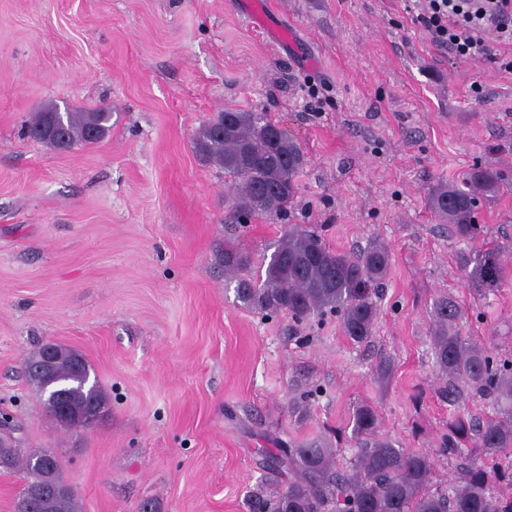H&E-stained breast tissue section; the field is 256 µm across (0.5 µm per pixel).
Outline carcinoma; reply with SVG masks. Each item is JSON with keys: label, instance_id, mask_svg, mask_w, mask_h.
Segmentation results:
<instances>
[{"label": "carcinoma", "instance_id": "1", "mask_svg": "<svg viewBox=\"0 0 512 512\" xmlns=\"http://www.w3.org/2000/svg\"><path fill=\"white\" fill-rule=\"evenodd\" d=\"M58 106L50 103L31 114L30 139L55 150L90 146L105 137L112 113L104 108L65 113L58 122ZM194 150L207 163L224 169L232 192L236 219L279 218L288 211L297 190L296 179L307 159L280 125L262 112L226 110L204 125ZM505 187L503 175L474 166L459 182H439L428 193L429 209L448 222L451 237L474 244L460 256L468 287L480 296L501 288L507 277L500 247L478 246L483 226L475 219L480 195H494ZM224 275L236 280V298L268 317L287 313L297 323L334 314L342 332L355 343L373 337L391 253L373 242L358 253H341L326 246L315 231L292 224L266 264L263 283L238 277L252 258L239 246L224 245L220 256ZM461 310L451 297L433 303L429 345L439 379L440 396L448 401V425L440 434L437 455L458 460L448 485L432 487L434 457L406 452L380 433L378 412L360 406L352 419V438L359 445L346 465L340 449L326 440H309L292 448L263 450L273 479L256 485L249 496V512H512V496L501 491L512 485V360L496 359L490 349L463 336ZM50 345L44 343L25 360L36 393L43 382L32 372ZM487 400L492 412L473 418L460 410L470 392ZM107 405L101 387L93 392L73 383L65 403L73 412L91 402ZM468 452H463V449ZM43 450L25 454L0 442V465L23 472L24 484L15 512H81L74 489L62 479L60 461Z\"/></svg>", "mask_w": 512, "mask_h": 512}]
</instances>
